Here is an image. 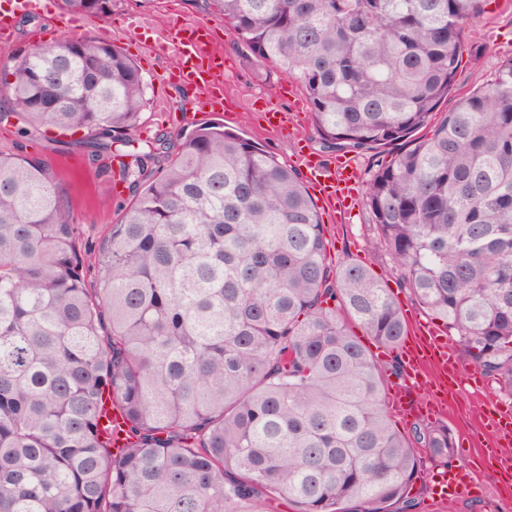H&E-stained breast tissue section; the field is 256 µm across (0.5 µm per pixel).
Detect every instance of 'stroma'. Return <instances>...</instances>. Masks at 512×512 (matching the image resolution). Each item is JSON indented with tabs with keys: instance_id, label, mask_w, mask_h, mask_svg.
<instances>
[{
	"instance_id": "obj_1",
	"label": "stroma",
	"mask_w": 512,
	"mask_h": 512,
	"mask_svg": "<svg viewBox=\"0 0 512 512\" xmlns=\"http://www.w3.org/2000/svg\"><path fill=\"white\" fill-rule=\"evenodd\" d=\"M147 12L159 22H167L178 14L188 15L195 20L210 24L218 33V46L233 64L234 73L224 85V95L231 105L237 106L235 121L225 122L226 131L250 139L261 148L275 155L297 171H304L303 156H311L326 165H334L338 155L326 152L320 146L309 112L292 109L293 97L299 96L296 84L267 66L264 76H257L256 67L237 39L223 16L215 13L209 0H115L110 16H90L86 35H95L101 28L112 29V43L131 59L149 85V96L164 93L178 107L191 109L199 96L185 91L175 84L159 87V76L172 72L177 67L175 59L155 55L146 48L131 41L125 34L115 31V20ZM68 33L61 27L58 12L38 15L35 22L19 17L9 38H0V72L4 71L7 59L18 51L29 48L33 43L50 44L67 38ZM466 50L457 74L456 88L466 92L491 79L499 62L512 56V0H496L490 12L467 23L464 28ZM268 102L286 112L291 125L297 128L299 140L284 139L276 132L267 130L259 122V114L253 106L254 100ZM0 151L22 153L48 164L69 188L72 216L80 230L81 243L98 242L107 225L115 223L119 211L118 196L113 192V180L104 162H90L83 155L57 152L51 138L21 139L13 132L11 125L0 124ZM331 237L330 265L354 262L368 266L388 284L399 305L407 313L408 320L428 322V315L416 303L413 295L398 283V275L392 263L382 250L369 247L372 237L371 215L365 195H358L353 209L345 214L333 216L322 213Z\"/></svg>"
}]
</instances>
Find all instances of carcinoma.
I'll use <instances>...</instances> for the list:
<instances>
[{"instance_id": "cac0c4a2", "label": "carcinoma", "mask_w": 512, "mask_h": 512, "mask_svg": "<svg viewBox=\"0 0 512 512\" xmlns=\"http://www.w3.org/2000/svg\"><path fill=\"white\" fill-rule=\"evenodd\" d=\"M113 2L61 5L108 16ZM494 3L210 0L257 66L300 85L324 148L397 149L368 183L371 246L512 396V57L440 112L463 27ZM10 62L16 134L119 158L130 200L82 248L66 184L0 153V512L415 508L412 442L448 463V423L394 429L398 367L350 323L393 350L405 317L370 268L330 267L295 169L218 120L175 154L164 133L141 139L147 83L112 44L66 38ZM114 406L118 449L101 427Z\"/></svg>"}]
</instances>
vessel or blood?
<instances>
[{
  "mask_svg": "<svg viewBox=\"0 0 512 512\" xmlns=\"http://www.w3.org/2000/svg\"><path fill=\"white\" fill-rule=\"evenodd\" d=\"M54 4L55 0H9L7 7L0 9V34H10L18 16L40 14ZM129 28L153 32L148 48L152 53L177 59V83L201 91L211 111H226L224 77L230 68L209 38L205 23L178 16L158 31L152 23L142 20L130 23ZM306 174L322 204L333 212H347L358 189L357 167L353 162L340 161L331 169L311 159L306 163ZM398 351L405 376L389 390L386 398L387 408L394 417L403 419L413 413L433 419L446 413L449 402L461 393L487 386L479 368L462 367L442 331L417 327L404 337ZM480 413L479 427L493 442L488 454L497 463L496 472L498 476L510 477L512 456L501 455L500 450L512 444V409L487 395L481 401ZM483 474L475 454H468L459 465L442 473L432 506L481 490L485 486Z\"/></svg>",
  "mask_w": 512,
  "mask_h": 512,
  "instance_id": "b4317fda",
  "label": "vessel or blood"
}]
</instances>
